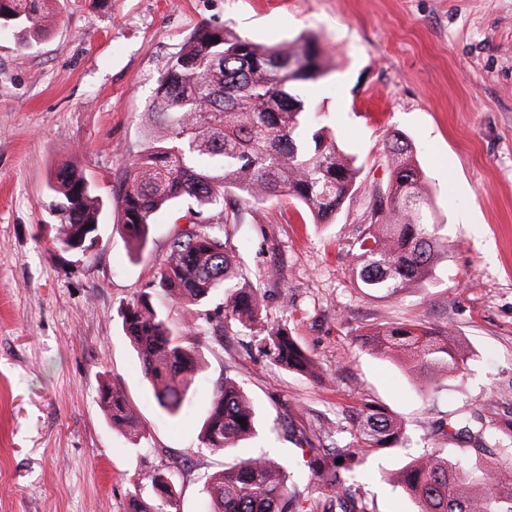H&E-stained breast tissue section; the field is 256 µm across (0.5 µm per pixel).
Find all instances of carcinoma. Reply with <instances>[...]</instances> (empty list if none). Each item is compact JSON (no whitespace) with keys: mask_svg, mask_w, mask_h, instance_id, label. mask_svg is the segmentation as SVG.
Segmentation results:
<instances>
[{"mask_svg":"<svg viewBox=\"0 0 512 512\" xmlns=\"http://www.w3.org/2000/svg\"><path fill=\"white\" fill-rule=\"evenodd\" d=\"M57 0H0V25L18 32L28 50L42 43L58 22ZM13 16H8V13ZM310 39L264 45L228 27H202L190 35L157 81L145 111V147L129 163L120 195V231L136 252L148 242L155 215L187 206L197 218L169 241L165 263L150 290L119 309L125 335L141 362L144 379L161 414L176 418L189 409V389L200 370L198 351L171 326L154 299L181 306L193 330L223 321L261 333L259 352L278 367L322 379L318 363L283 326L265 327V296L233 283L236 256L226 226L247 224L253 205L278 197L298 201L313 224H328L356 189L358 169L336 134L319 125L295 89L325 75ZM390 179L376 190L369 226L353 244L357 286L370 295H394L426 280L448 250L442 226L432 221L425 175L410 141L395 132L386 142ZM61 221L52 225V245L62 253L72 243L98 241L104 201L74 167L58 169L48 184ZM225 302L205 304L217 294ZM362 345L408 364L432 392L451 375L469 370L470 356L449 334L417 324H396L361 334ZM100 404L112 429L135 443L145 438L136 408L124 388L104 382ZM245 419L239 423L238 419ZM254 406L244 388L226 379L214 391L200 428L212 450L233 448L255 434ZM351 440L335 438L338 424L319 428L305 465L322 512H367L357 477L368 456L404 448L403 424L387 410L358 403ZM434 435L467 445L457 458L432 448L399 469L397 485L417 512H512V417L491 407L440 421ZM341 463H336V460ZM174 475L148 478L160 512H177ZM203 512H311L309 498L288 484L287 465L260 454L213 473L205 484Z\"/></svg>","mask_w":512,"mask_h":512,"instance_id":"obj_1","label":"carcinoma"}]
</instances>
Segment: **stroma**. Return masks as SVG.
<instances>
[{
    "mask_svg": "<svg viewBox=\"0 0 512 512\" xmlns=\"http://www.w3.org/2000/svg\"><path fill=\"white\" fill-rule=\"evenodd\" d=\"M203 26L266 45L311 38L327 74L299 92L359 174L332 223L304 222L282 198L228 228L239 281L261 289L268 325L287 326L324 380L271 364L253 334L228 324L196 335L193 405L169 419L117 311L146 291L191 216L158 213L136 253L116 201L157 80ZM395 131L412 144L448 253L422 285L374 297L354 285L349 246L369 223L373 190L387 185ZM72 163L106 201L96 245L75 256L51 244L60 216L47 188ZM399 322L452 330L470 349L467 374L430 395L404 365L361 346L362 332ZM227 378L252 399L257 436L215 452L199 439L200 420ZM105 379L138 406L140 445L108 423ZM361 399L402 418L409 436L407 447L371 455L359 481L369 512H415L389 477L424 449L457 452L431 436L433 421L486 405L512 413V0H65L29 51L0 27V512H131L134 496L157 512L146 479L173 468L180 512H200L207 477L255 450L289 463L303 491V451L285 426L313 433Z\"/></svg>",
    "mask_w": 512,
    "mask_h": 512,
    "instance_id": "35a3bbf8",
    "label": "stroma"
}]
</instances>
